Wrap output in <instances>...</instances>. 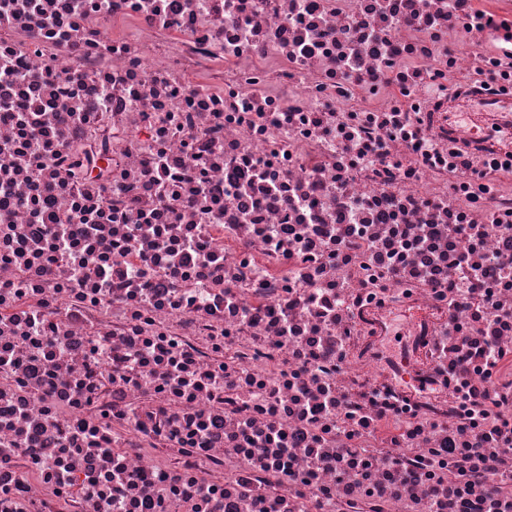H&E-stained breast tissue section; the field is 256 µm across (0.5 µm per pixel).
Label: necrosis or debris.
I'll return each mask as SVG.
<instances>
[{
	"mask_svg": "<svg viewBox=\"0 0 512 512\" xmlns=\"http://www.w3.org/2000/svg\"><path fill=\"white\" fill-rule=\"evenodd\" d=\"M512 0H0V512H512ZM495 111L493 104L475 100L465 104L458 112H448V122L463 119L469 121L472 128L481 130L482 135L512 141V115L507 119H494L491 113Z\"/></svg>",
	"mask_w": 512,
	"mask_h": 512,
	"instance_id": "obj_1",
	"label": "necrosis or debris"
}]
</instances>
